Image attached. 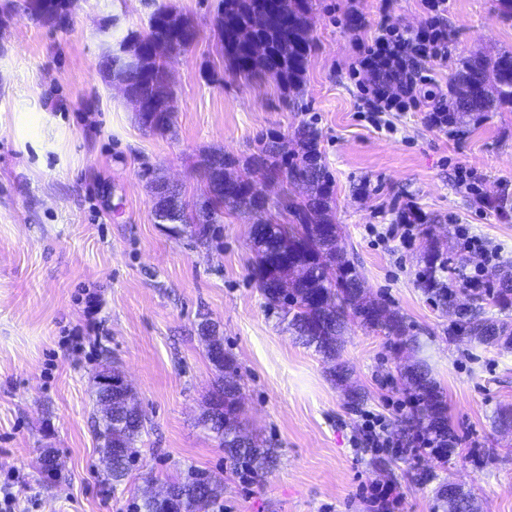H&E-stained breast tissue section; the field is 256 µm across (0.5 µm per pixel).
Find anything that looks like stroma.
<instances>
[{
	"instance_id": "1",
	"label": "stroma",
	"mask_w": 512,
	"mask_h": 512,
	"mask_svg": "<svg viewBox=\"0 0 512 512\" xmlns=\"http://www.w3.org/2000/svg\"><path fill=\"white\" fill-rule=\"evenodd\" d=\"M162 4L187 15L198 38L169 64L176 112L161 134L100 69ZM216 5L78 0L67 27L19 11L0 28V484L23 476L15 512H131L146 478L159 487L191 469L223 479L213 512H370L360 489L374 483L397 488L400 512H441L434 490L448 481L474 496L478 512H512V430L497 422L512 409V350L450 337L447 311L417 286L432 238L447 243L454 281L473 275L477 258L458 243L461 224L501 252L485 282L496 284L512 262V108L443 129L429 127L425 113L397 112L390 134L361 118L355 41L382 21L424 25L420 0H391L385 14L380 0H313L315 49L295 91L231 75L212 26ZM447 18L448 60L429 67L440 97L464 61L512 51V19L496 0H448ZM302 124L319 134L348 258L421 339L458 439L447 462L362 443L368 413L401 436L402 360L384 336L349 322L342 359L368 395L349 407L329 363L295 339L252 278L256 214L225 211L202 240L174 237L155 220L152 178L201 202L202 156L242 159L263 135L288 137ZM462 167L480 177L492 206L458 185ZM407 197L424 216L414 243L379 241L371 227L392 223L389 203ZM204 316L237 366L245 432L276 457L254 479L242 478L199 424L216 378L198 334ZM113 369L148 427L114 489L95 435V382ZM42 448L54 450L57 478L39 473Z\"/></svg>"
}]
</instances>
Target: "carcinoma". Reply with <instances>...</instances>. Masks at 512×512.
I'll return each mask as SVG.
<instances>
[{"mask_svg": "<svg viewBox=\"0 0 512 512\" xmlns=\"http://www.w3.org/2000/svg\"><path fill=\"white\" fill-rule=\"evenodd\" d=\"M279 8L277 0H218L217 17L222 55L234 75L250 80L264 74L283 88L294 90L302 81L312 51L309 20L312 0H288L285 15L261 29L251 30L256 13L269 15ZM21 11L31 19L48 24L51 16L33 9L30 0H9L3 12ZM196 28L180 13L160 6L151 15L148 29L140 39L142 54L136 69L116 67L105 71L106 78L127 83L147 102L152 115L139 118L145 127L158 132L170 129L175 112L174 96L153 99L149 78L167 70V59L180 53L194 41ZM453 111L448 123L457 116L479 115L493 108L512 106V52L494 58L476 57L468 61L455 77ZM292 138L299 150L290 152L285 138L270 134L258 140L256 150L240 162L222 153H211L199 161L206 179L205 199L198 208L189 207L175 189L168 197L156 199L154 216L158 223L170 225L174 236L187 232L191 224H215L224 208L265 210L269 202L257 188L260 181L282 179L290 186L303 183L305 195L282 193L274 206L288 213L289 223L270 217L251 226V239L258 261L253 276L268 306L283 312L288 326L303 344L314 347L323 359L332 363L331 373L345 387L348 402L358 406L364 400L360 389L349 384L348 366L340 360L341 335L348 320H357L364 328L385 336L391 349L401 352L419 347L417 338L398 311L379 300L365 296L363 281L341 246L342 227L332 217L333 181L322 161L319 135L309 125L295 128ZM434 240L424 255V268L418 274V287L448 308L454 320V332L487 347L512 349V266L506 268L493 285L473 298L468 305L457 297L462 289L436 277V269L445 267L441 248ZM279 282L280 288H267L262 275ZM498 308L503 317H487L482 302ZM206 356L223 346L216 326L199 323ZM220 372L200 417L202 427L217 439L236 470L245 477L263 473L273 463V452L259 447L241 429V391L233 358L224 352L212 362ZM401 377L412 396L410 412L402 420L408 435L419 433L445 445L448 442V406L443 393L431 378L427 366L414 360L404 367ZM145 430L140 414L122 410L121 402L112 403V414L100 418L97 436L105 473L117 486L128 474L140 450L137 442ZM170 496L159 498L143 493L135 512H210L224 497V481L206 472L191 471L166 484ZM444 512H477L471 493L456 483L444 484L437 491Z\"/></svg>", "mask_w": 512, "mask_h": 512, "instance_id": "carcinoma-1", "label": "carcinoma"}]
</instances>
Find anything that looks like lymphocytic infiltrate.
<instances>
[{
    "instance_id": "obj_1",
    "label": "lymphocytic infiltrate",
    "mask_w": 512,
    "mask_h": 512,
    "mask_svg": "<svg viewBox=\"0 0 512 512\" xmlns=\"http://www.w3.org/2000/svg\"><path fill=\"white\" fill-rule=\"evenodd\" d=\"M428 14L420 29L379 25L373 38L359 41L357 57L351 67L358 77L359 99L372 126L389 132L393 124L388 115L426 106L430 126L448 122L446 100L436 99L428 85L426 66L448 59V25L444 19L448 0H421Z\"/></svg>"
}]
</instances>
